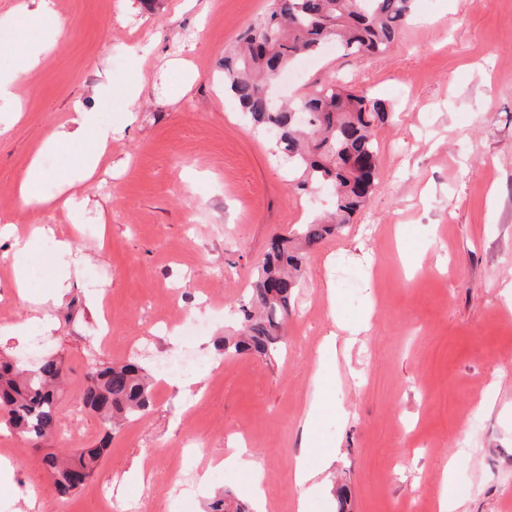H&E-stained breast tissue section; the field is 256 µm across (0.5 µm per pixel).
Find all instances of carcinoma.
Listing matches in <instances>:
<instances>
[{
	"mask_svg": "<svg viewBox=\"0 0 512 512\" xmlns=\"http://www.w3.org/2000/svg\"><path fill=\"white\" fill-rule=\"evenodd\" d=\"M415 0H270L269 11L238 38L239 47L224 56V92L262 132L271 130L276 154L288 158L297 188L327 186L333 212L269 240L257 269L249 301L239 307L242 333L226 337L217 349L226 356L252 353L267 361L281 354V329L288 316L298 273L309 249L349 222L377 186L378 156L374 129L391 121L384 101L355 93L336 78L316 81L293 102L275 101L268 84L278 70L317 53L335 41L344 55L385 52L410 19ZM306 112L310 124L295 123ZM64 378L61 361L46 356L32 368L0 358V415L5 424L39 444L63 427L57 414ZM80 404L97 413L106 435L153 405L152 383L131 358L123 363L93 359L87 367ZM103 448L75 446L64 455L46 454L58 494L78 488L74 475L89 478Z\"/></svg>",
	"mask_w": 512,
	"mask_h": 512,
	"instance_id": "cac0c4a2",
	"label": "carcinoma"
}]
</instances>
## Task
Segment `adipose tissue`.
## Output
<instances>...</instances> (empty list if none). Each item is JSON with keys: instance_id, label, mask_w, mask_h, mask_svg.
Listing matches in <instances>:
<instances>
[{"instance_id": "ef3b65f1", "label": "adipose tissue", "mask_w": 512, "mask_h": 512, "mask_svg": "<svg viewBox=\"0 0 512 512\" xmlns=\"http://www.w3.org/2000/svg\"><path fill=\"white\" fill-rule=\"evenodd\" d=\"M19 10L26 24L25 32L15 40L0 42V52L10 54L11 64L0 69V100L14 96V86L20 75L34 70L40 56L60 31L52 0H23ZM118 133L117 128L104 123L97 112L84 106H75L70 119L60 129L44 140L36 149L20 181L19 194L23 203L31 208L50 206V198L40 190L45 175L41 166L43 155L53 152L73 154L76 165L67 169L70 182L90 179L98 170L107 150ZM54 263L46 285L54 301H63L73 275L78 272L79 261L72 252L69 240H57L54 246Z\"/></svg>"}]
</instances>
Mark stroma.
Returning a JSON list of instances; mask_svg holds the SVG:
<instances>
[{
    "label": "stroma",
    "instance_id": "1",
    "mask_svg": "<svg viewBox=\"0 0 512 512\" xmlns=\"http://www.w3.org/2000/svg\"><path fill=\"white\" fill-rule=\"evenodd\" d=\"M54 0L63 24L40 65L18 79L22 111L0 132V226L44 225L81 261L61 305L13 284V240L0 238V353L25 357L11 324L45 314L46 348L66 382L65 429L34 445L0 430V512H104L97 494L141 492L144 512H208L224 491L246 503L262 485L267 512H296L293 480L312 395L341 403L323 416L320 441L337 448L329 492L309 512H438L448 493L465 512H512V0H417L384 54L304 61L285 92L333 76L395 112L378 129V185L349 224L308 251L273 363L231 358L217 339L237 333L238 307L272 235L329 207L325 192L297 190L287 163L224 93V53L268 9V0ZM143 90L127 109L124 87ZM111 87L100 95L96 86ZM122 127L95 176L76 186L72 209L25 206L18 187L29 161L74 102ZM133 123H126L127 113ZM102 302L92 304L96 286ZM368 318L352 349H336L332 384L316 381L325 336ZM143 345L148 371L192 354L190 393L157 378L153 408L113 433L95 474L62 500L42 459L99 445L98 415L80 407L85 361L121 362ZM492 409H481L484 398ZM195 438L197 479L176 493L169 468ZM245 443L260 473L223 459ZM304 455V454H301ZM309 468L320 452L304 455ZM458 462L453 483L444 471Z\"/></svg>",
    "mask_w": 512,
    "mask_h": 512
}]
</instances>
